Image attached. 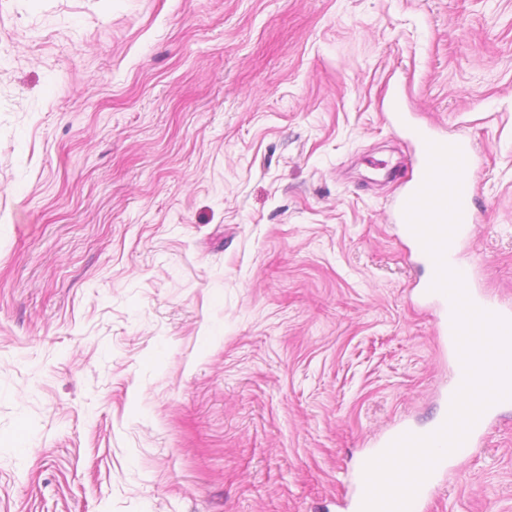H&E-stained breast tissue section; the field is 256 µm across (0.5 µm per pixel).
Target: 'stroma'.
Instances as JSON below:
<instances>
[{"label": "stroma", "instance_id": "35a3bbf8", "mask_svg": "<svg viewBox=\"0 0 512 512\" xmlns=\"http://www.w3.org/2000/svg\"><path fill=\"white\" fill-rule=\"evenodd\" d=\"M394 94L512 303V0H0V512H336L441 411ZM433 483L512 512V415Z\"/></svg>", "mask_w": 512, "mask_h": 512}]
</instances>
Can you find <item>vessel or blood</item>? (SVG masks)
I'll use <instances>...</instances> for the list:
<instances>
[{"label": "vessel or blood", "mask_w": 512, "mask_h": 512, "mask_svg": "<svg viewBox=\"0 0 512 512\" xmlns=\"http://www.w3.org/2000/svg\"><path fill=\"white\" fill-rule=\"evenodd\" d=\"M386 119L390 125L399 127L407 133L414 153L412 174L405 182L402 191L396 199L393 221L401 225L405 238L412 242L416 255L426 271L425 278L418 282L417 288L423 299L433 302L439 308V331L441 335L449 338L450 344L448 349L453 352L456 351L457 346L452 342L454 336L452 304L445 294L432 290L431 285L436 271L435 263L432 257L424 250L421 242H418L416 235L408 227L404 209L408 200L419 190L424 182L428 166V143L434 142L441 145L459 147L465 160L461 186L462 216L460 225L446 251V262L453 270L462 275L467 294L474 305L484 311L512 320V304L492 301L481 295L474 286L475 267L456 259L461 245L469 237L477 221V215L473 209V200L480 190L479 181L476 177V148L473 142L465 137L451 136L433 127L411 124L408 113L403 110L402 100L397 96L392 97L390 100ZM507 406L508 403L504 400L489 406L468 433L464 441L465 447H474L477 439L483 436L489 429L493 416L501 409L507 408Z\"/></svg>", "instance_id": "obj_1"}]
</instances>
